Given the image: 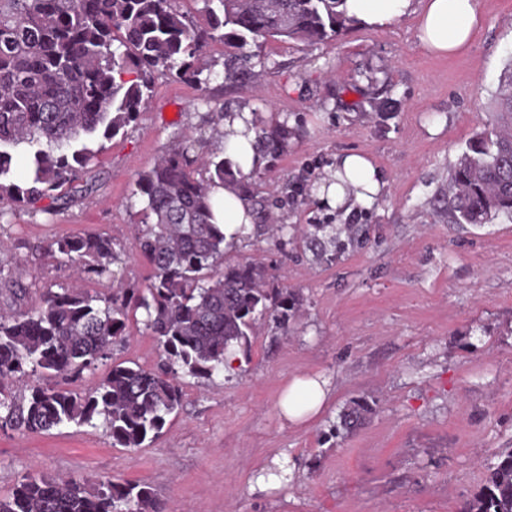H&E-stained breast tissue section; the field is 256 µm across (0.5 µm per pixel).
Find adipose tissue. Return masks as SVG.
Segmentation results:
<instances>
[{
	"mask_svg": "<svg viewBox=\"0 0 512 512\" xmlns=\"http://www.w3.org/2000/svg\"><path fill=\"white\" fill-rule=\"evenodd\" d=\"M410 0H346L348 17L368 26H384L403 16ZM482 24L478 0H422L417 16V39L420 48L439 58H452L466 51ZM255 116L248 111L229 112L224 116V157L243 174L262 169L266 159L256 147L251 129ZM384 183L378 168L363 153H349L336 160V169L319 196L335 208L355 204L371 205L379 198ZM212 200L223 202L215 210L214 222L224 233V246H238L243 237L241 225L254 221L248 194L241 184L228 182L212 185ZM327 383L314 377H297L289 382L278 400L281 414L298 421L318 414L327 400Z\"/></svg>",
	"mask_w": 512,
	"mask_h": 512,
	"instance_id": "1",
	"label": "adipose tissue"
}]
</instances>
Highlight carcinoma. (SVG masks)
<instances>
[{"instance_id":"cac0c4a2","label":"carcinoma","mask_w":512,"mask_h":512,"mask_svg":"<svg viewBox=\"0 0 512 512\" xmlns=\"http://www.w3.org/2000/svg\"><path fill=\"white\" fill-rule=\"evenodd\" d=\"M208 27L191 26L179 0H0V200L33 205L92 172L95 153L73 145L83 136L115 137L136 122L163 67L195 78L190 59L208 42L224 45V78L249 68L243 52L258 38L322 41L349 18L344 0H201ZM492 129L462 150L451 174L448 213L455 224L512 219V62L493 94ZM271 159L288 148V124L254 126ZM202 138L183 136L150 169L132 195L150 222L136 225L134 247L152 274L137 289L112 295L50 288L26 307L27 272L0 262L10 305L0 306V423L24 433L61 426H103L112 446L142 448L182 405L179 375L212 379L226 354L251 345L258 321L288 327L295 297L269 287L264 266L224 265V233L212 223L209 190L236 180L224 157H202ZM74 267L84 282L113 275L125 247L105 234L60 236L42 246ZM162 346L157 369L112 365L89 393L13 382L40 374L77 381L111 358L129 317ZM368 405L342 412L345 430L359 427ZM0 512H162L152 488L106 480L90 492L72 479L29 477L0 497ZM462 512H512V448L489 467L484 487Z\"/></svg>"}]
</instances>
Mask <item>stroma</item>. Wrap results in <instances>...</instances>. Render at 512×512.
Returning a JSON list of instances; mask_svg holds the SVG:
<instances>
[{"mask_svg": "<svg viewBox=\"0 0 512 512\" xmlns=\"http://www.w3.org/2000/svg\"><path fill=\"white\" fill-rule=\"evenodd\" d=\"M479 4L481 30L450 59L421 50L413 8L382 27L349 23L318 44L249 43L253 70L237 81L222 78L224 48L210 43L193 60L206 82L159 73L136 123L87 139L96 158L86 194L7 209L0 259L29 271L28 305L72 284V270L39 250L69 234L103 233L126 248L115 279L90 291L141 286L151 267L133 246L138 174L186 132L205 130L207 152H217L224 128L209 121L219 112L246 109L292 132L273 167L245 181L258 224L224 255L264 263L297 295L287 329L264 323L222 375L182 377V407L147 447H113L100 427H0V495L48 475L143 483L165 512H461L490 461L512 448V220L448 221L453 166L489 127L512 58V0ZM350 151L370 155L386 186L371 208L348 212L317 193ZM271 224L288 225L287 235L271 236ZM320 224L342 246L330 260L311 246ZM163 358L139 321L112 351L117 364ZM303 376L331 393L318 416L295 424L277 401ZM358 398L373 411L348 433L340 415ZM278 456L294 467L289 481L255 490Z\"/></svg>", "mask_w": 512, "mask_h": 512, "instance_id": "1", "label": "stroma"}]
</instances>
